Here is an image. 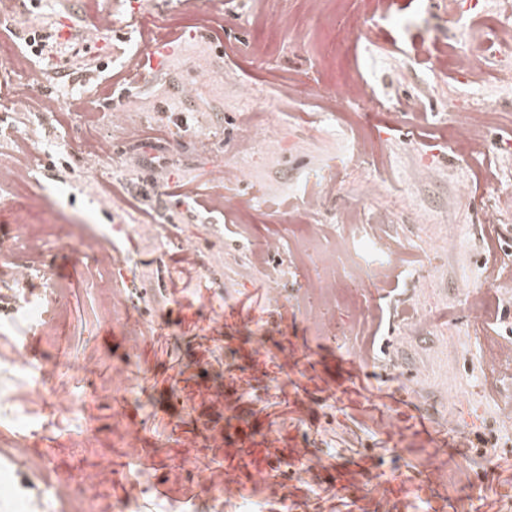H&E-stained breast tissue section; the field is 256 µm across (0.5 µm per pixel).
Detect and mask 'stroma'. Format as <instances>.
Segmentation results:
<instances>
[{"label":"stroma","mask_w":512,"mask_h":512,"mask_svg":"<svg viewBox=\"0 0 512 512\" xmlns=\"http://www.w3.org/2000/svg\"><path fill=\"white\" fill-rule=\"evenodd\" d=\"M497 3L330 0L314 13L307 0H224L220 11L201 0H112L106 30L84 0H42L36 10L0 0V44L24 58L22 69H0V131L30 129L41 145L28 186L0 181V448L26 450L0 458V512H27L23 501L41 495L20 484L41 461L87 512H217L216 496L240 489L268 512L283 492L292 512H432L438 503L443 512H512V427L497 413L512 379L482 366L487 339L512 340V292L491 296L479 315L469 304L485 291L489 265H512V229L505 246L493 243L483 187L485 169L512 175V155L500 151L512 144V93H487L502 118L482 132L487 155H468L448 142L447 107L472 89L445 64L483 39ZM34 10L79 28L48 62L25 56ZM283 11L306 31L304 43L276 24ZM160 25L179 46L164 72L117 83L128 58L153 49ZM97 41L102 71L81 54ZM24 76L56 111L14 105ZM194 83L201 92L184 97ZM76 97L84 111L72 109ZM410 99L422 120L405 109ZM248 111L273 125L272 141L245 178L228 182L225 169L245 161ZM106 112L148 122L135 137L104 124ZM303 124L315 134L299 135ZM95 137L111 142L110 158L90 157ZM359 138L377 143L384 165L349 159L317 214L326 232L310 236L297 222L300 199ZM373 171L407 193L382 229L406 251L395 280L360 297L375 338L366 360L347 334L349 302L323 326L302 282L371 266L367 225L384 206L363 196ZM182 178L203 199L224 185L246 212L187 217L174 187ZM77 223L92 230L74 256L62 239ZM145 223L153 231L141 237L120 230ZM270 237L282 241L272 255L260 250ZM19 269L31 274L41 322L14 303ZM429 304L441 324L412 323L409 312ZM61 360L74 364L54 398L67 417L23 426L15 398L28 368ZM298 452L311 469L272 489L270 463Z\"/></svg>","instance_id":"stroma-1"}]
</instances>
